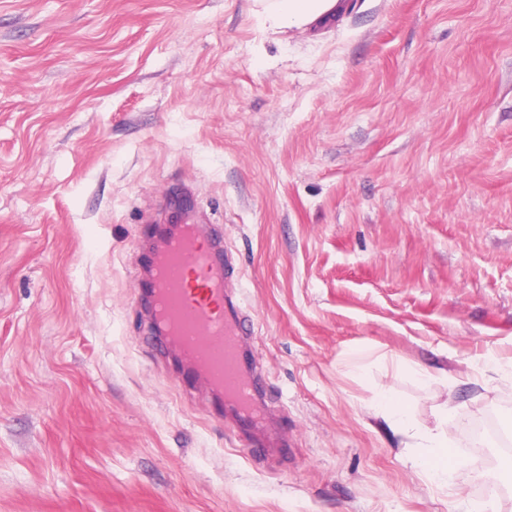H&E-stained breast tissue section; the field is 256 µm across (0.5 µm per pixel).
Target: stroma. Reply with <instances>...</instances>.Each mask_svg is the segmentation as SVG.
<instances>
[{
	"mask_svg": "<svg viewBox=\"0 0 512 512\" xmlns=\"http://www.w3.org/2000/svg\"><path fill=\"white\" fill-rule=\"evenodd\" d=\"M0 0V512H512V0ZM223 236L275 441L179 383L152 225ZM372 349L365 367L351 349ZM435 374L429 384L416 364ZM448 418L439 487L372 415ZM254 14L272 29L304 28L336 13L340 0H253Z\"/></svg>",
	"mask_w": 512,
	"mask_h": 512,
	"instance_id": "stroma-1",
	"label": "stroma"
}]
</instances>
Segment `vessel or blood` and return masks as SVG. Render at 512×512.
Returning <instances> with one entry per match:
<instances>
[{
    "label": "vessel or blood",
    "instance_id": "obj_1",
    "mask_svg": "<svg viewBox=\"0 0 512 512\" xmlns=\"http://www.w3.org/2000/svg\"><path fill=\"white\" fill-rule=\"evenodd\" d=\"M149 303L155 322L182 347L190 374H203L223 394L225 415L242 428L262 424V396L253 365L243 362L242 341L251 321L234 300L230 263L219 242L197 225L163 235L151 260Z\"/></svg>",
    "mask_w": 512,
    "mask_h": 512
}]
</instances>
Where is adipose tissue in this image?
I'll use <instances>...</instances> for the list:
<instances>
[{"label":"adipose tissue","mask_w":512,"mask_h":512,"mask_svg":"<svg viewBox=\"0 0 512 512\" xmlns=\"http://www.w3.org/2000/svg\"><path fill=\"white\" fill-rule=\"evenodd\" d=\"M254 14L262 24L272 29L304 28L336 13L339 0H254ZM372 413L409 440L416 448L413 459L415 470L421 471L433 482L447 484L451 471L441 465L440 459L448 446L444 431L448 423L447 406H439L435 425L417 419L409 410L392 403L387 391H380L370 406Z\"/></svg>","instance_id":"ef3b65f1"}]
</instances>
